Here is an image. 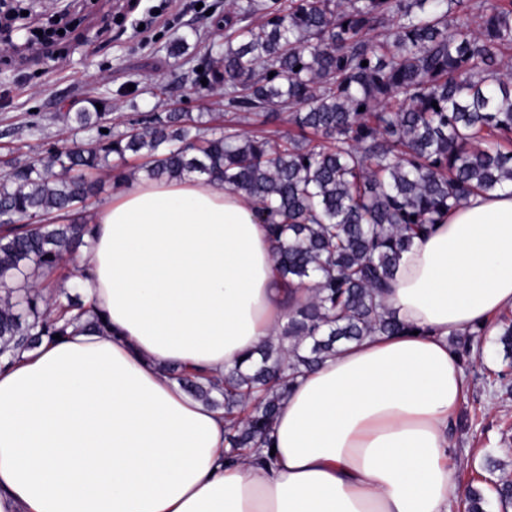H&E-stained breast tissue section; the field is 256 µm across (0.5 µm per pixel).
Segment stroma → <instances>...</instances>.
<instances>
[{
  "label": "stroma",
  "instance_id": "stroma-1",
  "mask_svg": "<svg viewBox=\"0 0 512 512\" xmlns=\"http://www.w3.org/2000/svg\"><path fill=\"white\" fill-rule=\"evenodd\" d=\"M119 13L114 0H73L78 25L66 42L39 59L0 42V158L26 161L67 131L56 115L78 111L97 100L119 122L144 112H210L221 92L190 90L175 83L184 57L171 53L184 40L185 55H203L195 30H215L224 18V0H138ZM495 336L463 360L467 393L451 426L457 450L453 461L459 488L484 474L495 460L496 477L512 479V396L489 382L498 356Z\"/></svg>",
  "mask_w": 512,
  "mask_h": 512
}]
</instances>
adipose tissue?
Listing matches in <instances>:
<instances>
[{
	"label": "adipose tissue",
	"mask_w": 512,
	"mask_h": 512,
	"mask_svg": "<svg viewBox=\"0 0 512 512\" xmlns=\"http://www.w3.org/2000/svg\"><path fill=\"white\" fill-rule=\"evenodd\" d=\"M69 328L0 366V512H450L465 396L448 337L512 310V191L470 197L403 253L385 309L405 332L298 375L274 462L224 456V413L167 372L223 375L278 343L288 298L255 205L224 183L141 179L89 216Z\"/></svg>",
	"instance_id": "1"
}]
</instances>
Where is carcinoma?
<instances>
[{"mask_svg": "<svg viewBox=\"0 0 512 512\" xmlns=\"http://www.w3.org/2000/svg\"><path fill=\"white\" fill-rule=\"evenodd\" d=\"M202 68L180 80L224 89L222 114L153 112L121 131L108 112H65L88 141L7 164L0 358L74 325L81 301L52 304L42 288L64 287L61 264L92 233L86 207L99 172L218 179L257 206L281 277L312 289L248 372L200 381L169 368L224 409L231 456L270 445L279 400L302 370L405 329L381 296L415 236L473 195L512 188V0H226L224 43ZM285 113L294 131L281 134L273 126ZM498 326L503 381L512 318ZM493 489L512 507L511 480ZM484 504L465 489L463 512Z\"/></svg>", "mask_w": 512, "mask_h": 512, "instance_id": "1", "label": "carcinoma"}]
</instances>
